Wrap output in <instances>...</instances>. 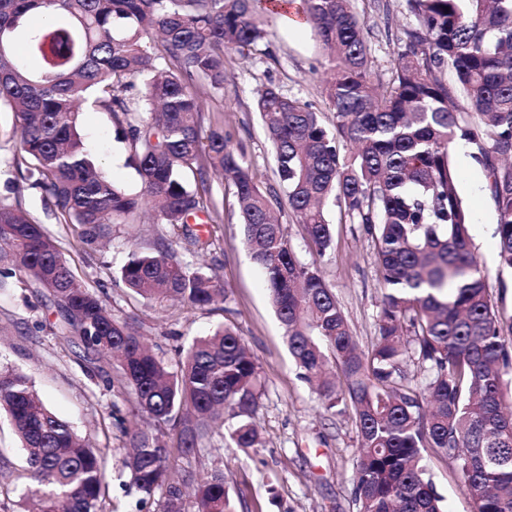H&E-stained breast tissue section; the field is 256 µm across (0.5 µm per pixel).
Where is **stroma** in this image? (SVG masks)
<instances>
[{"instance_id":"obj_1","label":"stroma","mask_w":512,"mask_h":512,"mask_svg":"<svg viewBox=\"0 0 512 512\" xmlns=\"http://www.w3.org/2000/svg\"><path fill=\"white\" fill-rule=\"evenodd\" d=\"M365 23L372 53L374 79H386L397 49V36L411 23L404 0H353ZM268 51L232 53L224 98L213 101L204 123L221 122L235 143L243 146L256 184L271 195H281L271 147L256 111L259 89L276 86L284 95L312 103L324 125L334 114L325 95L330 76L321 44L310 27L290 31L281 15L268 14ZM16 120L0 110V195L19 183L11 165L19 148ZM80 132L94 161L116 185L138 192L140 182L129 164L131 151L110 115L85 109ZM474 147L456 141L453 158L460 174V192L470 214L474 250L486 270V284L494 308L512 318V272L500 270L496 214L488 197L483 167L474 159ZM209 188L219 203L220 217L209 225L155 223L143 213L140 223L116 224L109 247L82 249L78 228L58 221L41 193L23 189L24 207L54 237L72 272L119 318L137 320L153 350L169 366H177L192 341L219 324L233 327L254 354L260 367L262 396L255 414L262 445L247 451L213 437L191 460H177L175 468L192 465L201 473L222 469L238 512H355L352 503V459L358 450L352 412L324 413L316 394L300 376L283 328L275 316L263 274L251 259L238 222L231 189L218 177ZM292 248L304 261H316L319 273L339 300L362 349L376 336V314L382 283L375 264V241L359 224H345L331 210L333 244L326 256L314 259L303 224L288 203L276 209ZM200 234L204 244L190 245L187 236ZM171 248L179 260L206 272H217L228 299L223 310L160 306L130 292L119 277L131 253ZM0 371L26 375L48 407L69 421L97 448L106 450L107 481L114 512H161V497L140 503L122 463L126 457L123 428H152L148 415L135 413L129 389L107 384L111 362L87 358L80 344L58 334V313L46 291L14 282L0 291ZM429 465L450 512H473L461 492L451 460L430 456ZM24 453L9 416L0 410V512H23L29 483L23 475Z\"/></svg>"}]
</instances>
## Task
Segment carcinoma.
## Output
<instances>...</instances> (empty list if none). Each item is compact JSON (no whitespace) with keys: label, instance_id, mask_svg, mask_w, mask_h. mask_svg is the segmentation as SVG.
<instances>
[{"label":"carcinoma","instance_id":"cac0c4a2","mask_svg":"<svg viewBox=\"0 0 512 512\" xmlns=\"http://www.w3.org/2000/svg\"><path fill=\"white\" fill-rule=\"evenodd\" d=\"M270 0H0V105L13 112L20 150L13 164L78 226L95 250L112 225L154 204L163 224H186L218 208V172L240 205L239 224L264 274L301 378L326 412L351 410L358 434L352 469L356 512H447L422 451L452 460L474 512H512V322L490 302L470 236V215L453 161L456 141L477 149L496 212L499 267L512 270V0H405L414 24L397 38L384 81H374L364 23L352 0H299L297 11L323 45L334 78L326 87L334 121L274 86L256 110L275 174L303 224L315 260L304 263L275 216L278 200L255 183L245 153L224 127L203 132L206 102L224 95L225 53L264 54ZM163 60L161 67L158 60ZM452 72L454 82L445 78ZM142 89L129 95L134 80ZM122 127L140 191L118 188L96 166L79 133L82 109ZM0 196V288L26 278L50 291L62 335L98 359L117 356L116 381L154 430L123 429L124 461L143 497L164 495L162 512H235L224 473L185 469L229 415L230 442L257 447L259 365L241 336L219 326L193 341L177 371L73 274L55 239L23 208L21 188ZM375 237L384 286L371 349H361L317 260L333 243L329 205ZM120 279L159 305L217 306L216 274L167 249L132 255ZM423 378L414 383L406 366ZM6 409L35 486L27 512H112L106 454L89 447L51 411L29 378L0 373ZM175 434L170 447L164 437Z\"/></svg>","mask_w":512,"mask_h":512}]
</instances>
